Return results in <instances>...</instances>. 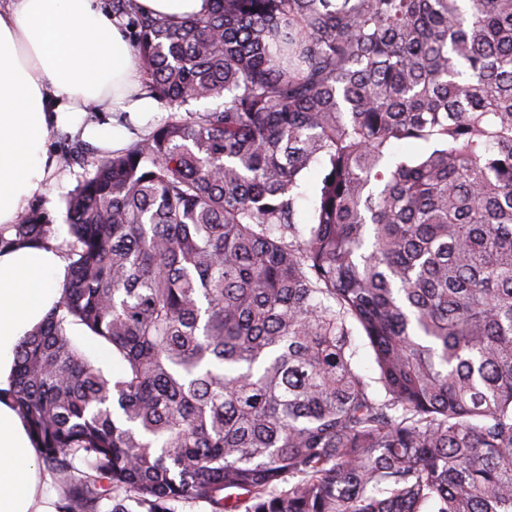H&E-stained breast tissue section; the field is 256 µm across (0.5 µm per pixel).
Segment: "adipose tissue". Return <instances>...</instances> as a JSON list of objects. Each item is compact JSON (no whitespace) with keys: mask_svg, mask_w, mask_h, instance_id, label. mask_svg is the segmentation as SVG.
Here are the masks:
<instances>
[{"mask_svg":"<svg viewBox=\"0 0 512 512\" xmlns=\"http://www.w3.org/2000/svg\"><path fill=\"white\" fill-rule=\"evenodd\" d=\"M135 54L103 0H0V225L16 223L59 175L48 146L59 129L104 150L124 147L111 115L142 118L157 104L139 91ZM102 122L84 123L88 107ZM66 264L52 247L0 251V391L12 387L15 349L61 297ZM38 450L0 400V512H51Z\"/></svg>","mask_w":512,"mask_h":512,"instance_id":"adipose-tissue-1","label":"adipose tissue"}]
</instances>
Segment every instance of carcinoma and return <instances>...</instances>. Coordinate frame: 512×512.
Here are the masks:
<instances>
[{"label":"carcinoma","instance_id":"cac0c4a2","mask_svg":"<svg viewBox=\"0 0 512 512\" xmlns=\"http://www.w3.org/2000/svg\"><path fill=\"white\" fill-rule=\"evenodd\" d=\"M112 13L172 115L65 198L68 239L0 225L67 262L9 395L58 512H512V0ZM319 179V168H311L302 177L299 182V187L296 189V193L298 195L296 203L297 217L303 224L307 222L315 204ZM71 338L80 350L106 371L116 373L119 370V365L115 361L112 362V351L107 344L89 336L83 328L78 326L72 328Z\"/></svg>","mask_w":512,"mask_h":512}]
</instances>
